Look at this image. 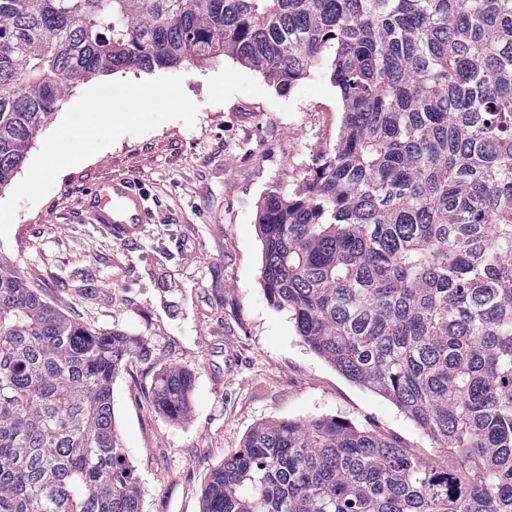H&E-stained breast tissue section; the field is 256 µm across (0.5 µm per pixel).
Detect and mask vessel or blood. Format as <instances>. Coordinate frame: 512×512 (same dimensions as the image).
Here are the masks:
<instances>
[{
	"instance_id": "obj_1",
	"label": "vessel or blood",
	"mask_w": 512,
	"mask_h": 512,
	"mask_svg": "<svg viewBox=\"0 0 512 512\" xmlns=\"http://www.w3.org/2000/svg\"><path fill=\"white\" fill-rule=\"evenodd\" d=\"M87 206L96 223L114 238H138L145 223L143 198L133 179L105 183L88 195Z\"/></svg>"
}]
</instances>
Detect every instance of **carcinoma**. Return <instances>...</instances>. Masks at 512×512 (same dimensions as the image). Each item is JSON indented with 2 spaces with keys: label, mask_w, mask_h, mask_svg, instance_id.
Returning a JSON list of instances; mask_svg holds the SVG:
<instances>
[{
  "label": "carcinoma",
  "mask_w": 512,
  "mask_h": 512,
  "mask_svg": "<svg viewBox=\"0 0 512 512\" xmlns=\"http://www.w3.org/2000/svg\"><path fill=\"white\" fill-rule=\"evenodd\" d=\"M220 55L279 89L332 58L341 132L260 206L264 295L456 465L271 421L210 471L202 512H512V0H0V189L81 82ZM139 348L0 253V512H141L112 408ZM194 383L158 372L154 405L185 419Z\"/></svg>",
  "instance_id": "obj_1"
}]
</instances>
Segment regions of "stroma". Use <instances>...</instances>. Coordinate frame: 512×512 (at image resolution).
Wrapping results in <instances>:
<instances>
[{
	"label": "stroma",
	"instance_id": "1",
	"mask_svg": "<svg viewBox=\"0 0 512 512\" xmlns=\"http://www.w3.org/2000/svg\"><path fill=\"white\" fill-rule=\"evenodd\" d=\"M323 57L278 91L236 61L93 76L43 127L12 182L0 189V253L72 319L136 336L112 388L116 424L143 489L142 512H200L210 471L270 420L334 417L395 440L423 460H446L389 398L359 386L314 353L260 279L257 210L288 192L338 137L343 106ZM168 99L82 131L80 160L56 153L71 108L106 87L131 102L143 85ZM137 182L150 222L123 242L81 211L95 183ZM195 375L188 419L152 402L158 371Z\"/></svg>",
	"mask_w": 512,
	"mask_h": 512
}]
</instances>
